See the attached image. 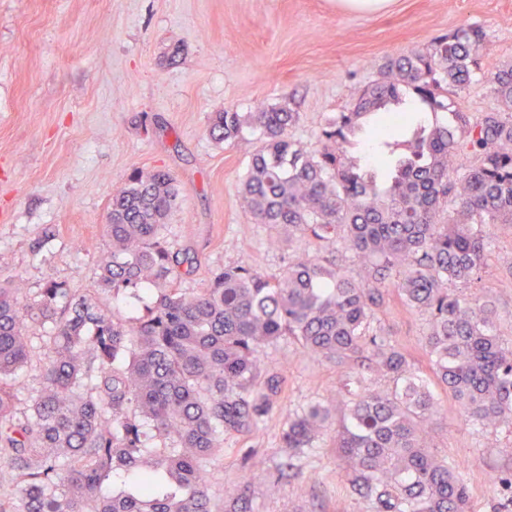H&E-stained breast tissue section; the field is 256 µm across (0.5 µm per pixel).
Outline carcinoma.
<instances>
[{"mask_svg":"<svg viewBox=\"0 0 512 512\" xmlns=\"http://www.w3.org/2000/svg\"><path fill=\"white\" fill-rule=\"evenodd\" d=\"M481 27H460L388 60L345 110L322 126L318 147L290 137L298 113L285 106L214 113L210 132L236 142L257 134L240 186L273 246L308 238L315 253H293L277 278L236 266L207 287L174 286L178 260L162 235L177 192L162 170L136 172L112 194L110 248L97 288L77 295L48 281L31 299L0 280V512H216L202 475L224 434H247L274 407L279 377L266 345L293 339L338 366L367 367L385 384L356 393L336 432L352 494L371 512H472L456 466L430 451L438 413L407 351L390 341L378 312L395 291L427 314L423 347L465 420L512 432V348L495 332L496 309L453 285L478 279L487 224H512V64L481 73ZM497 108L473 122L456 98L475 80ZM433 116L393 133L379 153L394 158L388 179L348 156L364 121L409 102ZM352 254L345 271L336 246ZM152 293L146 314L117 318L101 297ZM47 350L41 388L19 413L11 376L27 363L34 331ZM331 418L315 402L282 430L289 457L313 445ZM133 490L103 493L117 475ZM251 477L224 512H251Z\"/></svg>","mask_w":512,"mask_h":512,"instance_id":"1","label":"carcinoma"}]
</instances>
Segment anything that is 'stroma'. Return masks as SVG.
<instances>
[{
    "mask_svg": "<svg viewBox=\"0 0 512 512\" xmlns=\"http://www.w3.org/2000/svg\"><path fill=\"white\" fill-rule=\"evenodd\" d=\"M465 25L485 32L482 71L512 63V0H394L374 14L337 12L334 0H0V275L32 293L51 279L91 292L113 193L134 172L162 169L179 192L163 235L193 266L179 288L198 291L213 270L237 265L280 276L288 252L269 247L239 193L257 141L216 140L213 114L290 104L299 120L289 135L315 149L371 64ZM490 233L479 278L462 291L492 297L510 347L512 225ZM381 323L439 403L433 453L458 465L473 512H501L512 502V433L465 421L423 349L426 314L394 300ZM263 355L282 391L250 434L225 435L206 460L213 502L258 473L252 512H367L346 494L334 423L292 470L280 440L310 403L341 418L348 372L289 338Z\"/></svg>",
    "mask_w": 512,
    "mask_h": 512,
    "instance_id": "1",
    "label": "stroma"
}]
</instances>
